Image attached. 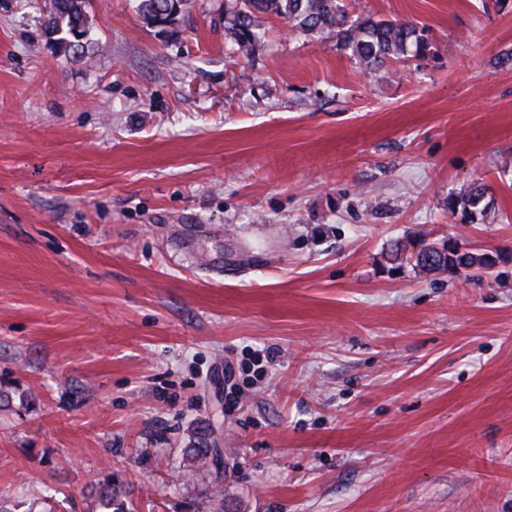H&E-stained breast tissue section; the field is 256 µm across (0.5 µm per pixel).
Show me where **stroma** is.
<instances>
[{"label": "stroma", "mask_w": 512, "mask_h": 512, "mask_svg": "<svg viewBox=\"0 0 512 512\" xmlns=\"http://www.w3.org/2000/svg\"><path fill=\"white\" fill-rule=\"evenodd\" d=\"M435 47L368 73L224 0L172 29L0 0V501L99 512H512V0H354ZM485 185L459 231L449 194ZM458 236L475 279L389 270ZM224 480L178 481L182 451ZM41 26L71 62L83 59L90 40L84 0H48ZM96 495L101 512H132L126 502L125 491L118 485H99Z\"/></svg>", "instance_id": "1"}]
</instances>
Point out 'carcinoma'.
<instances>
[{"label": "carcinoma", "instance_id": "1", "mask_svg": "<svg viewBox=\"0 0 512 512\" xmlns=\"http://www.w3.org/2000/svg\"><path fill=\"white\" fill-rule=\"evenodd\" d=\"M136 11L150 27L174 25L183 14L188 0H136ZM279 19L293 32L325 35L367 71H375L386 63L408 55L425 58L432 45L416 25L376 19L352 8L347 0H224V31L238 54H253L262 38L265 20ZM41 26L59 48L68 53L71 62L83 59L90 29L84 0H47ZM448 213L461 224H475L493 207V199L480 185L448 195ZM407 246L398 242L388 250L390 261L406 264L421 273L448 274L455 277L469 268L484 269L493 265L486 251H471L453 241L435 255L433 264L422 265L406 253ZM210 448H185L180 479L194 481L200 472L212 471ZM101 512H132L125 491L115 484H104L96 490Z\"/></svg>", "mask_w": 512, "mask_h": 512}]
</instances>
